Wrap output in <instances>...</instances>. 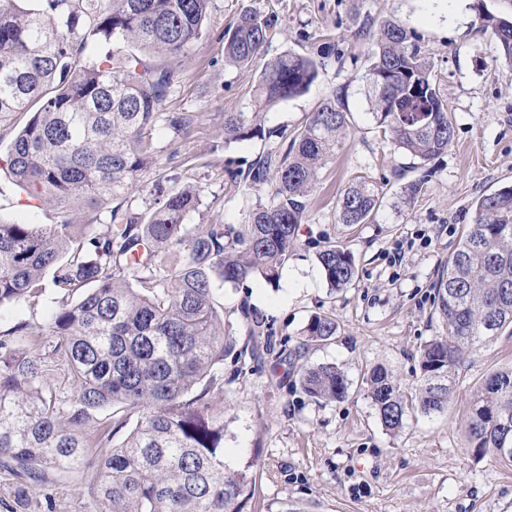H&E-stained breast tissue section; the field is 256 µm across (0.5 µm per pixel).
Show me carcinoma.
<instances>
[{
  "instance_id": "carcinoma-1",
  "label": "carcinoma",
  "mask_w": 512,
  "mask_h": 512,
  "mask_svg": "<svg viewBox=\"0 0 512 512\" xmlns=\"http://www.w3.org/2000/svg\"><path fill=\"white\" fill-rule=\"evenodd\" d=\"M0 0V123L31 100L40 102L11 145L6 162L27 205L53 206L54 224L0 220V308L28 303L44 278L75 302L61 300L37 333L24 320L0 332V468L26 482L51 471L92 469L91 512H244L254 465L224 461V332L214 285L281 277L303 222L304 198L335 155L348 113L326 100L282 153L271 152L245 179L268 188L247 224L185 223L201 205V187L160 190L151 214L128 198L155 165L151 132L179 134L191 115L161 111L179 73L169 59L203 35L211 0ZM482 28L512 62V18L475 4ZM272 37L271 23L239 16L224 40V59L252 63ZM415 34L388 20L373 34L362 76L377 129L403 152L426 162L448 150L454 130ZM316 59L285 52L268 62L255 86L266 109L304 94ZM263 134L255 112L224 114V144ZM102 224H73L78 204L109 206ZM380 205L365 180L338 202L343 224H364ZM330 288L356 275L352 253L328 244L317 255ZM433 315L443 334L419 355L421 383L401 389L385 367L366 377L383 428L400 431L411 416L448 408L456 372L474 351L512 336V186L479 196L473 224L435 283ZM328 315L313 316L309 342L336 336ZM66 369L70 394L56 387ZM301 392L341 401L347 376L333 364L304 363ZM112 407V422L91 427ZM465 447L512 465V367L493 374L466 415ZM119 445L113 438L122 430ZM96 448L98 453L89 454Z\"/></svg>"
}]
</instances>
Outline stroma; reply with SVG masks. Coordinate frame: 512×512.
<instances>
[{
	"label": "stroma",
	"mask_w": 512,
	"mask_h": 512,
	"mask_svg": "<svg viewBox=\"0 0 512 512\" xmlns=\"http://www.w3.org/2000/svg\"><path fill=\"white\" fill-rule=\"evenodd\" d=\"M479 1L493 14H512V0H212L203 36L179 66L162 109L195 122L179 135L156 131V164L132 191L143 212L153 184L175 176L204 186L188 224L248 223L266 193L241 172L283 146L323 101L337 99L350 114L348 135L305 201L296 248L276 285L250 279L216 289L235 340L220 400L225 462L257 469L245 512H512V465L473 457L464 428L485 381L512 367V337L465 360L446 411L410 418L395 434L382 427L362 381L367 368L381 365L404 390L419 385V351L442 332L433 286L473 222L474 200L512 184V63L481 28ZM246 11L271 20L276 34L261 59L225 64L224 33ZM386 20L414 32L453 123L448 151L423 165L381 137L365 98L369 33ZM286 51L323 59L316 79L263 114L268 137L225 144V113L255 111L262 69ZM358 176L372 180L380 206L368 223H340L338 200ZM418 179L421 193L408 197ZM24 200L0 171V219L56 223L54 210ZM330 242L347 247L356 265L354 282L338 293L317 261ZM60 300L50 287L38 303L1 310L0 330L22 319L40 331ZM317 314L338 324L330 341L305 339ZM251 317L263 321V335H249ZM304 363L336 364L352 382L347 398L316 403L295 392L294 372ZM89 480L83 468L49 473L28 485L27 512H91Z\"/></svg>",
	"instance_id": "35a3bbf8"
}]
</instances>
